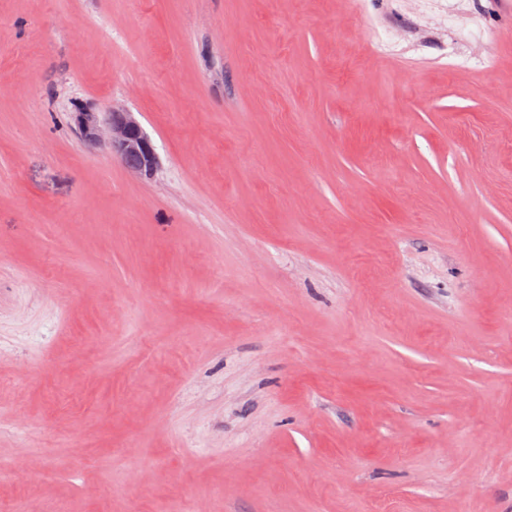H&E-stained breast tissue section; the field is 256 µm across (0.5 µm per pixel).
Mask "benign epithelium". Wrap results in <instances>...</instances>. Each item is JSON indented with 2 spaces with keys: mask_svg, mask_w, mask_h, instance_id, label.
<instances>
[{
  "mask_svg": "<svg viewBox=\"0 0 512 512\" xmlns=\"http://www.w3.org/2000/svg\"><path fill=\"white\" fill-rule=\"evenodd\" d=\"M74 129L91 149L105 150L135 175H147L157 157L143 127L125 107L110 102L99 109L80 107L73 113Z\"/></svg>",
  "mask_w": 512,
  "mask_h": 512,
  "instance_id": "1",
  "label": "benign epithelium"
}]
</instances>
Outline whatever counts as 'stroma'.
I'll use <instances>...</instances> for the list:
<instances>
[{"instance_id":"stroma-1","label":"stroma","mask_w":512,"mask_h":512,"mask_svg":"<svg viewBox=\"0 0 512 512\" xmlns=\"http://www.w3.org/2000/svg\"><path fill=\"white\" fill-rule=\"evenodd\" d=\"M494 2L0 0V512H512ZM73 123L86 146L107 151L132 174L147 175L157 166L150 138L134 113L122 105L110 102L99 109L78 107Z\"/></svg>"}]
</instances>
